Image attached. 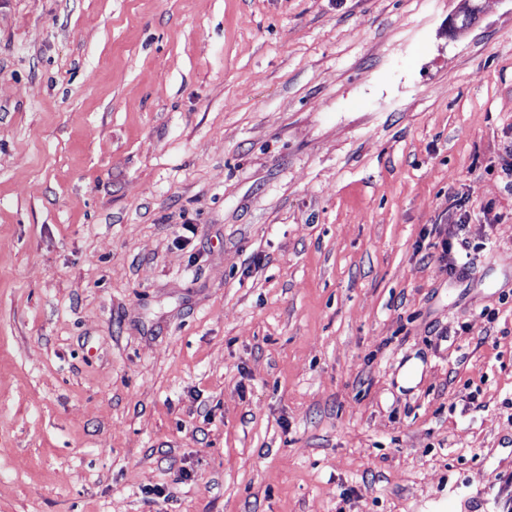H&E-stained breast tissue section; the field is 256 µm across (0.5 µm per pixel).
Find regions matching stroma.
Returning a JSON list of instances; mask_svg holds the SVG:
<instances>
[{
	"mask_svg": "<svg viewBox=\"0 0 512 512\" xmlns=\"http://www.w3.org/2000/svg\"><path fill=\"white\" fill-rule=\"evenodd\" d=\"M510 158L512 0H0V512H512ZM433 247L441 248L440 258L443 261H448V271L452 274L456 272L458 267L465 266L471 261L469 253L460 254L448 239H442L440 242L433 244Z\"/></svg>",
	"mask_w": 512,
	"mask_h": 512,
	"instance_id": "35a3bbf8",
	"label": "stroma"
}]
</instances>
